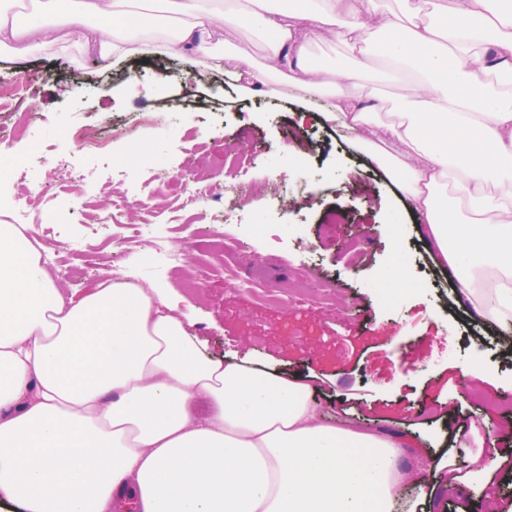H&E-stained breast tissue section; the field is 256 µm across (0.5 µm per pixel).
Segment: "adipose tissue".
Instances as JSON below:
<instances>
[{"instance_id":"ef3b65f1","label":"adipose tissue","mask_w":512,"mask_h":512,"mask_svg":"<svg viewBox=\"0 0 512 512\" xmlns=\"http://www.w3.org/2000/svg\"><path fill=\"white\" fill-rule=\"evenodd\" d=\"M0 0V50L25 54L75 41L101 63L127 56L126 37L105 27L122 16L150 31L135 0H35L26 15ZM177 21L162 49L214 53L217 30L241 23L267 36L261 67L237 71L249 92L290 72L302 96L327 97L326 112L424 214L434 247L452 269L457 296L489 326L512 325V5L507 0H400L399 16L376 0H157ZM453 17L450 25L442 17ZM389 34L382 52L418 70L415 116L385 128L392 155L370 139L356 90L365 36ZM336 35L348 67L327 77L309 53L317 31ZM460 178L468 211L448 206L443 179ZM493 273L496 285L477 287ZM400 440L322 422L309 385L203 357L178 309L154 284L98 283L63 292L40 252L13 224L0 225V498L24 512H394Z\"/></svg>"}]
</instances>
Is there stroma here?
Wrapping results in <instances>:
<instances>
[{"label": "stroma", "mask_w": 512, "mask_h": 512, "mask_svg": "<svg viewBox=\"0 0 512 512\" xmlns=\"http://www.w3.org/2000/svg\"><path fill=\"white\" fill-rule=\"evenodd\" d=\"M218 37L217 51L230 57L224 74L211 70L205 56L159 51H136L106 68L75 44L0 58V79L27 89L15 111L38 113L45 166L78 161L77 147L62 137L74 124L107 138L114 171L123 172L130 139L113 131L126 128L154 144L155 166L179 181L202 157L223 175L235 165L227 147L247 149L243 220L230 231L211 221L224 205L223 190L181 210L164 208L148 169L124 173L122 189L138 207L123 226L94 230L85 217L59 208L62 239L95 235L94 257L61 251L63 263L80 272L58 273L59 287L79 296L116 274L171 285L192 303L190 332L207 356L298 378L313 387L326 423L345 416L401 434L406 477L399 489L416 512H512V466L503 460L478 475L471 463L457 462V474L472 481L453 491L447 477L417 466L448 433L474 422L494 428L512 414V360L481 346L494 332L456 297L453 274L404 192L344 130L284 96V78H271L269 91L256 96L239 88L230 70L265 60L263 39L247 24ZM384 38L377 29L367 33L359 86L375 107L376 133L409 111L414 97L411 78L383 79ZM144 222L157 225L186 270L202 271L196 287L167 275L163 257L138 240L135 227ZM258 224L292 230L271 243L255 236ZM401 248L421 286L389 308L379 287ZM326 282L333 289L324 301L315 290ZM256 286L280 303H260ZM471 363L485 378L462 377L461 366Z\"/></svg>", "instance_id": "stroma-1"}]
</instances>
